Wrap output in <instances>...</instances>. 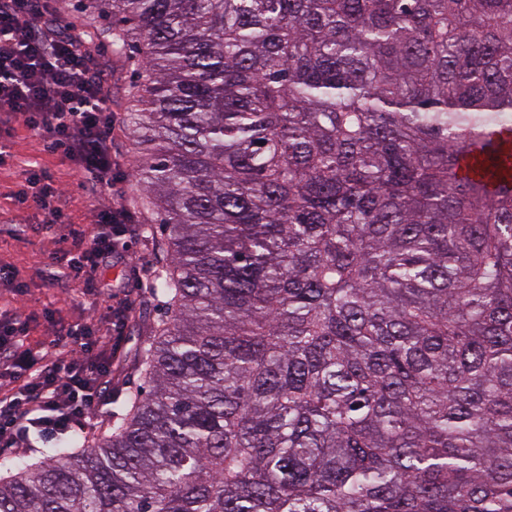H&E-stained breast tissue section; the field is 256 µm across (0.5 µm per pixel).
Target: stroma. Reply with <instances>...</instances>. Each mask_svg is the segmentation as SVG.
<instances>
[{
    "mask_svg": "<svg viewBox=\"0 0 512 512\" xmlns=\"http://www.w3.org/2000/svg\"><path fill=\"white\" fill-rule=\"evenodd\" d=\"M94 50L106 69L109 81L112 149L120 163L135 164L137 155L125 134V99L135 80L136 68L116 60L103 45H95ZM0 145L8 154L6 164L0 166V262L15 267L28 289L27 296L21 298L17 296L12 283L0 280V326L16 322L19 316H28L24 345L32 351L43 352L47 349L51 332L40 315L43 307L57 309L61 322L68 325L89 317H100L107 304L83 295L79 282L73 281L67 287L59 288L48 281L49 273L62 271L54 257L59 248L58 234L56 230L43 229L44 217L40 211L19 205L14 198L15 191L24 181L23 169L35 163L54 174L68 200L71 224L84 231H93L92 211L99 204H121L136 215L140 224L138 232L120 241L121 259L102 270L101 276L112 286L111 301L118 303L126 297L139 296L147 301L152 321L165 319V304L152 299L150 290V277L161 266L157 243L162 238V232L154 212L142 208V192L136 180L125 177L123 182L92 200L86 198L71 179L60 152L29 136L21 126H14L10 130L0 129ZM144 336L145 332L137 320H130L121 347L112 357V389L82 435L84 447L97 445L109 434L112 415L120 410L126 391L141 383L138 363Z\"/></svg>",
    "mask_w": 512,
    "mask_h": 512,
    "instance_id": "stroma-1",
    "label": "stroma"
}]
</instances>
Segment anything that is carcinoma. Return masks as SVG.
<instances>
[{
  "label": "carcinoma",
  "instance_id": "cac0c4a2",
  "mask_svg": "<svg viewBox=\"0 0 512 512\" xmlns=\"http://www.w3.org/2000/svg\"><path fill=\"white\" fill-rule=\"evenodd\" d=\"M169 246L110 434L0 512H512V0H79ZM460 171L464 174L482 177L491 191L496 189L497 178L490 173L487 163L481 158H476L470 153H464L460 160Z\"/></svg>",
  "mask_w": 512,
  "mask_h": 512
}]
</instances>
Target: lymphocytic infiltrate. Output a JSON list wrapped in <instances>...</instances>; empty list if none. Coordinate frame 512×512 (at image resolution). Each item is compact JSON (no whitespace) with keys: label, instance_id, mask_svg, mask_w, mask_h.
<instances>
[{"label":"lymphocytic infiltrate","instance_id":"f902f5d3","mask_svg":"<svg viewBox=\"0 0 512 512\" xmlns=\"http://www.w3.org/2000/svg\"><path fill=\"white\" fill-rule=\"evenodd\" d=\"M106 75L83 30L60 32L51 0H0V114L34 137L62 148L70 176L91 195L122 178L112 157V112ZM20 203L41 210L58 228L65 275L82 280L87 295L102 296L100 271L117 257V241L134 232L135 217L104 206L87 233L65 218L64 195L47 169H27ZM53 331L50 353L37 356L22 341L26 322L0 332V364L16 362L29 374L20 392L0 391V446L30 452L31 432L64 435L83 428L112 388V344L95 343L94 322L62 326L45 313Z\"/></svg>","mask_w":512,"mask_h":512}]
</instances>
